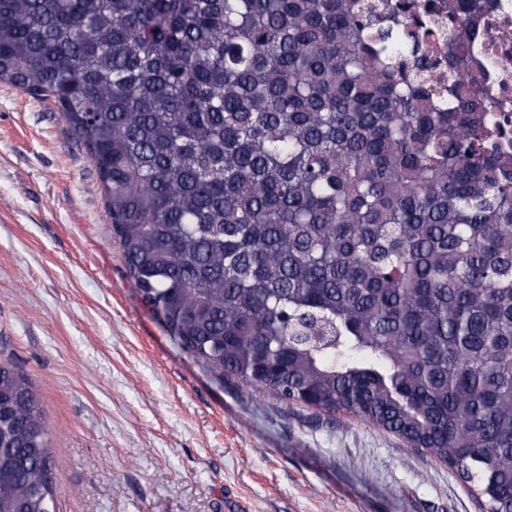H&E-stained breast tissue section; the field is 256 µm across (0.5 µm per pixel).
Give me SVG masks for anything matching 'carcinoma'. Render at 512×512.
Here are the masks:
<instances>
[{"label": "carcinoma", "mask_w": 512, "mask_h": 512, "mask_svg": "<svg viewBox=\"0 0 512 512\" xmlns=\"http://www.w3.org/2000/svg\"><path fill=\"white\" fill-rule=\"evenodd\" d=\"M487 0H0V82L52 99L144 305L217 379L382 428L512 512V152ZM448 33L441 90L430 39ZM0 364V512H55Z\"/></svg>", "instance_id": "cac0c4a2"}]
</instances>
